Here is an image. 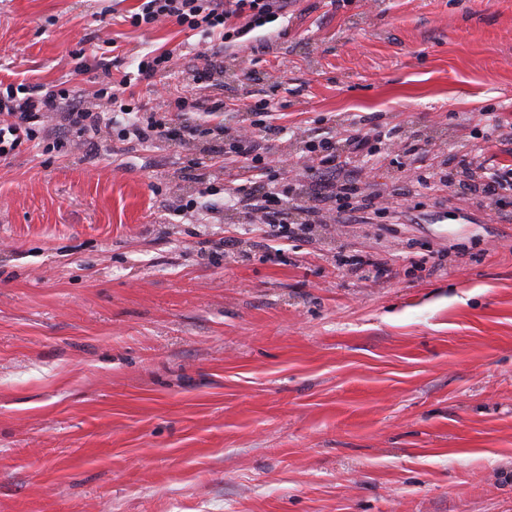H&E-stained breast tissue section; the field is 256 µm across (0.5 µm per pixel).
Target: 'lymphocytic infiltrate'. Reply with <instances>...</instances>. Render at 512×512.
<instances>
[{
  "label": "lymphocytic infiltrate",
  "mask_w": 512,
  "mask_h": 512,
  "mask_svg": "<svg viewBox=\"0 0 512 512\" xmlns=\"http://www.w3.org/2000/svg\"><path fill=\"white\" fill-rule=\"evenodd\" d=\"M293 3L294 0H144L139 11L131 15L130 23L139 27L171 22L202 37L197 56L204 65L188 78V86L193 89L211 80L215 60L224 50L238 46L243 37L287 15ZM126 89V81H113L109 68H102L100 87L94 94L101 108L96 111L86 104L75 86L60 83L42 89L22 83L0 85V161L39 138L60 149L69 144L96 147L106 133L137 145L181 143L205 133L210 138L208 157L232 151L257 172L248 185L214 187L211 195H223L225 207L239 211L248 223L265 225L274 235L291 239L329 219L339 224L367 223L378 193H361L356 159L364 154L370 141L398 136L397 129L383 131L373 126L338 141L325 139L312 145L313 155L304 168V178L317 204L290 206L283 202L276 177L268 172L266 151L254 137L239 135L228 144L224 141L223 124L202 127L201 117L223 111L222 102L181 96L169 106L150 107L128 97ZM43 118L52 120V128H39ZM355 194L360 200L354 205L350 199Z\"/></svg>",
  "instance_id": "lymphocytic-infiltrate-1"
}]
</instances>
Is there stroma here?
I'll use <instances>...</instances> for the list:
<instances>
[{
	"mask_svg": "<svg viewBox=\"0 0 512 512\" xmlns=\"http://www.w3.org/2000/svg\"><path fill=\"white\" fill-rule=\"evenodd\" d=\"M142 2L0 0V81L93 98L111 41L116 80L179 50L175 99L202 61L176 25L133 27ZM270 28L198 96L231 129L269 102L283 187L310 139L400 127L366 159L377 216L286 240L170 214L248 177L185 178L202 139L0 161V512H512V190L419 185L402 153L512 165V0H296Z\"/></svg>",
	"mask_w": 512,
	"mask_h": 512,
	"instance_id": "obj_1",
	"label": "stroma"
}]
</instances>
